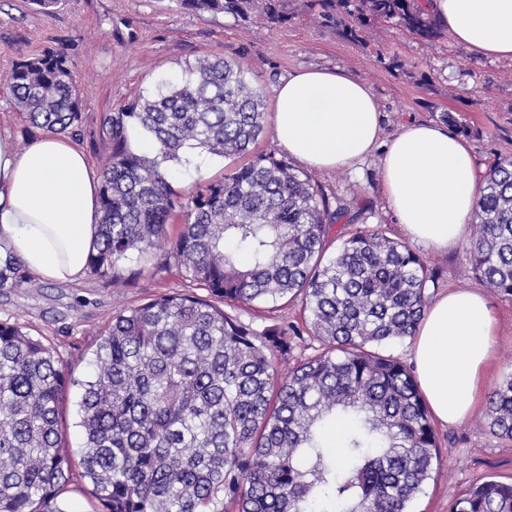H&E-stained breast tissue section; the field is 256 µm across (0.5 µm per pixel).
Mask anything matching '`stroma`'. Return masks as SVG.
Instances as JSON below:
<instances>
[{
  "mask_svg": "<svg viewBox=\"0 0 512 512\" xmlns=\"http://www.w3.org/2000/svg\"><path fill=\"white\" fill-rule=\"evenodd\" d=\"M64 51L82 100L83 122L72 142L87 155L93 172L109 154L101 117L151 93L160 80L181 73L185 63L203 55L240 61L262 86L272 104L282 79L310 67L341 68L373 91L386 133L407 121L441 123L451 114L449 132L471 147L480 171L512 157V62L480 58L450 38L426 44L395 27H376L364 43L344 39L302 14L276 29L256 21L242 27L231 16L198 15L176 9L173 0H60L44 12L34 0H0V80L25 57ZM397 57L405 67L387 65ZM206 165L170 167L172 185L182 194L224 175L229 163L207 155ZM331 206L344 207L351 222L335 224L337 240L359 229H379L394 239L404 234L389 210L377 157L354 169L315 172ZM470 237L435 251H416L439 272L437 292L482 291L496 320L495 360L484 392L512 375V296L485 287L470 255ZM175 264L135 258L118 266L113 277L84 275L76 282L37 279L35 287L0 294V320L52 346L75 379L89 377L93 353L112 316L157 295L185 288ZM229 315L263 329L289 320L304 326L300 303L225 304ZM440 455L433 463L413 512H452L462 491L487 477L512 483V440L489 427L486 404L466 422L434 425Z\"/></svg>",
  "mask_w": 512,
  "mask_h": 512,
  "instance_id": "obj_1",
  "label": "stroma"
}]
</instances>
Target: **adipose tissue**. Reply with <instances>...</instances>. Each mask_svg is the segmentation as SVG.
I'll return each instance as SVG.
<instances>
[{
	"mask_svg": "<svg viewBox=\"0 0 512 512\" xmlns=\"http://www.w3.org/2000/svg\"><path fill=\"white\" fill-rule=\"evenodd\" d=\"M452 41L512 62V0H428ZM278 146L312 169H348L375 156L403 233L434 250L456 245L479 195L470 147L447 128L409 122L386 134L371 88L345 70L308 68L276 89ZM98 181L82 151L44 135L24 150L0 134V243L31 273L82 278L98 234ZM495 347V320L476 290H452L426 308L411 356L420 389L442 423L465 421Z\"/></svg>",
	"mask_w": 512,
	"mask_h": 512,
	"instance_id": "obj_1",
	"label": "adipose tissue"
}]
</instances>
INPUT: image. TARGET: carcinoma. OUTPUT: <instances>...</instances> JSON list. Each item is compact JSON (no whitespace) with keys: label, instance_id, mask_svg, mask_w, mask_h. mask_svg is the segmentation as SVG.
Returning a JSON list of instances; mask_svg holds the SVG:
<instances>
[{"label":"carcinoma","instance_id":"1","mask_svg":"<svg viewBox=\"0 0 512 512\" xmlns=\"http://www.w3.org/2000/svg\"><path fill=\"white\" fill-rule=\"evenodd\" d=\"M176 2L271 28L301 11L354 43L386 24L429 44L442 37L425 0ZM247 74L237 61L203 56L103 114L112 152L88 269L106 277L147 255L177 263L189 285L113 316L81 382L52 347L0 321V512H61L52 504L72 463L60 414L76 385L82 477L96 512H412L439 444L413 370L378 348L415 336L437 272L381 230L334 246L331 227L347 212L285 159L253 153L266 112L263 89ZM0 94L47 134H73L82 123L63 51L18 62ZM132 127L155 155L131 151ZM188 148L251 159L180 194L162 164L182 162ZM175 215L182 223L172 237ZM473 224L475 273L512 296V157L484 175ZM29 284L23 262L1 253L0 292ZM297 299L318 347L283 375L295 326L257 332L221 304ZM488 416L495 434L512 438V377L490 392ZM338 424L339 461L328 439ZM455 507L512 512V483L486 480Z\"/></svg>","mask_w":512,"mask_h":512}]
</instances>
